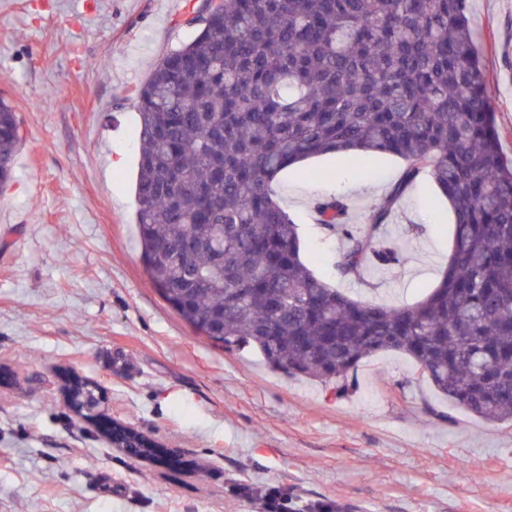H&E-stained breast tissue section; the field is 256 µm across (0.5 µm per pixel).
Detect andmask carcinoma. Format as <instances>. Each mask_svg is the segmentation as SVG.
I'll return each mask as SVG.
<instances>
[{"label": "carcinoma", "instance_id": "carcinoma-1", "mask_svg": "<svg viewBox=\"0 0 512 512\" xmlns=\"http://www.w3.org/2000/svg\"><path fill=\"white\" fill-rule=\"evenodd\" d=\"M196 36L136 89L141 259L161 298L201 337L251 346L273 370L335 383L384 351L409 357L452 404L512 420V159L466 0H221ZM24 141L0 98V193ZM344 153L401 158V178L348 224L342 196L317 223L344 240L336 275L400 264L382 229L428 178L455 216L448 262L423 299H353L303 260L298 224L272 183L303 160ZM71 391L85 417L97 390ZM119 442L146 455L136 432Z\"/></svg>", "mask_w": 512, "mask_h": 512}]
</instances>
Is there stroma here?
I'll list each match as a JSON object with an SVG mask.
<instances>
[{
  "label": "stroma",
  "mask_w": 512,
  "mask_h": 512,
  "mask_svg": "<svg viewBox=\"0 0 512 512\" xmlns=\"http://www.w3.org/2000/svg\"><path fill=\"white\" fill-rule=\"evenodd\" d=\"M196 0H0V96L25 135L0 195V512H512V423L456 408L403 354L362 361L343 385L289 377L253 349L195 335L143 268L134 89L189 41ZM503 154L512 159V0H467ZM393 156L312 158L273 189L304 257L345 294L401 306L441 278L454 215L409 186L385 234L404 261L338 279L339 240L317 199L362 227L399 179ZM421 225L407 235L408 225ZM180 464L135 460L66 406L61 377Z\"/></svg>",
  "instance_id": "1"
}]
</instances>
